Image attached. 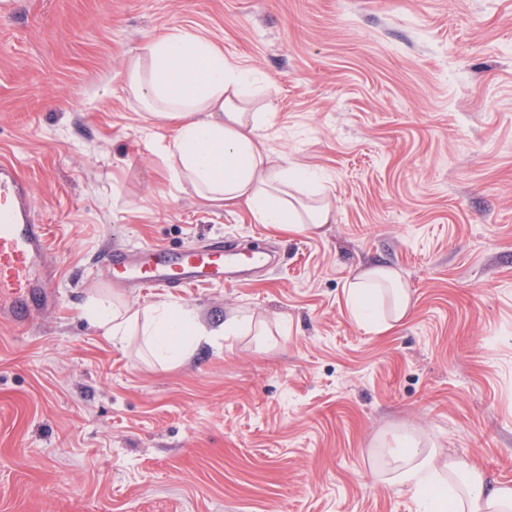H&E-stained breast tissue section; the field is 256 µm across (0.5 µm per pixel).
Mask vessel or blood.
<instances>
[{
  "label": "vessel or blood",
  "mask_w": 512,
  "mask_h": 512,
  "mask_svg": "<svg viewBox=\"0 0 512 512\" xmlns=\"http://www.w3.org/2000/svg\"><path fill=\"white\" fill-rule=\"evenodd\" d=\"M50 251V227L35 218L31 184L13 164L0 163L1 324L32 325L53 305L56 270ZM98 262L112 270L113 284L177 294L197 281L241 280L243 267H263L268 260L265 252L242 254L216 239L202 249L147 245L132 254L115 247L103 252Z\"/></svg>",
  "instance_id": "b4317fda"
}]
</instances>
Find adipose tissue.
<instances>
[{
	"mask_svg": "<svg viewBox=\"0 0 512 512\" xmlns=\"http://www.w3.org/2000/svg\"><path fill=\"white\" fill-rule=\"evenodd\" d=\"M125 82L151 117L175 129L167 147L174 182H187L201 197L225 206H245L255 223L275 230L303 233L330 222L332 205L313 172L273 159L265 132L274 115L254 111L258 92L252 77L225 62L209 41L168 32L128 59ZM345 303L355 321L376 333L403 323L413 309L407 282L389 266L355 275ZM85 315L116 345L140 328L147 349L166 363L185 360L208 335L186 306L140 310L91 301ZM459 470L460 462L452 459L440 471L436 453L407 434L386 465L384 482L411 493L418 512H512V487L489 486L475 468L466 470L461 485L450 487L444 474Z\"/></svg>",
	"mask_w": 512,
	"mask_h": 512,
	"instance_id": "obj_1",
	"label": "adipose tissue"
}]
</instances>
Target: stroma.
<instances>
[{
	"label": "stroma",
	"mask_w": 512,
	"mask_h": 512,
	"mask_svg": "<svg viewBox=\"0 0 512 512\" xmlns=\"http://www.w3.org/2000/svg\"><path fill=\"white\" fill-rule=\"evenodd\" d=\"M179 29L258 80L274 159L334 220L288 233L168 178L172 137L124 69ZM51 227L54 306L0 325V512H417L396 436L512 486V0H0V161ZM261 242L275 260L172 295L111 287L121 246ZM411 316L358 325L359 268ZM93 298L253 314L177 364L107 341ZM386 301L389 315L381 309ZM345 303L355 321L376 333L403 323L413 309L407 282L390 266L368 267L355 275L346 288Z\"/></svg>",
	"instance_id": "1"
}]
</instances>
